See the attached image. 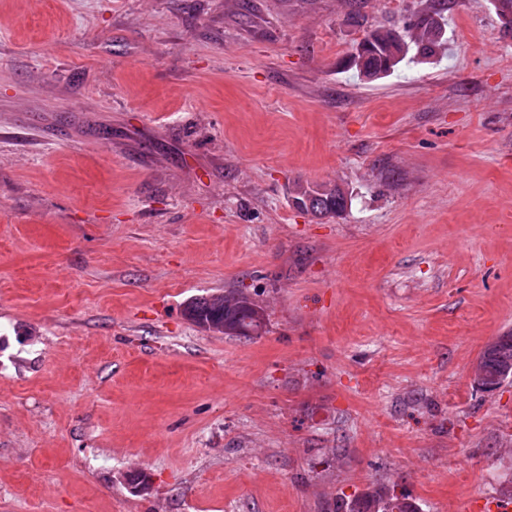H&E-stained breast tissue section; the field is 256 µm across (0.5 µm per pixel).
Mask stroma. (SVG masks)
I'll return each mask as SVG.
<instances>
[{
	"label": "stroma",
	"instance_id": "35a3bbf8",
	"mask_svg": "<svg viewBox=\"0 0 512 512\" xmlns=\"http://www.w3.org/2000/svg\"><path fill=\"white\" fill-rule=\"evenodd\" d=\"M439 1L445 55L343 69ZM230 290L263 335L184 317ZM507 335L496 0H0V512H512ZM291 203L315 217L333 218L345 212L348 198L336 183H298L291 193ZM479 363L486 377L485 391L496 389L501 381L512 375V336H501L482 352ZM334 512H423L408 495L384 485L367 488L353 498L339 497Z\"/></svg>",
	"mask_w": 512,
	"mask_h": 512
}]
</instances>
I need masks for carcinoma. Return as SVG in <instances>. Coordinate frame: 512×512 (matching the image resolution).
I'll return each mask as SVG.
<instances>
[{
  "label": "carcinoma",
  "instance_id": "carcinoma-1",
  "mask_svg": "<svg viewBox=\"0 0 512 512\" xmlns=\"http://www.w3.org/2000/svg\"><path fill=\"white\" fill-rule=\"evenodd\" d=\"M440 29L433 12L421 13L406 26H378L366 31L362 42L364 49L353 52L346 67L365 80L384 77L403 62L410 49L422 59L436 57L447 48V40L438 38ZM292 205L316 217L342 215L348 204L346 192L332 183H298L291 193ZM236 299L232 306L222 304L216 295L191 299L184 313L198 321H222L226 334L233 336H260L265 332V318L255 317L254 302L243 293L228 292L224 300ZM479 363L486 377V389L491 391L501 381L512 375V336H501L482 352ZM334 512H422L421 506L408 495L384 485L367 488L353 498L336 499Z\"/></svg>",
  "mask_w": 512,
  "mask_h": 512
}]
</instances>
